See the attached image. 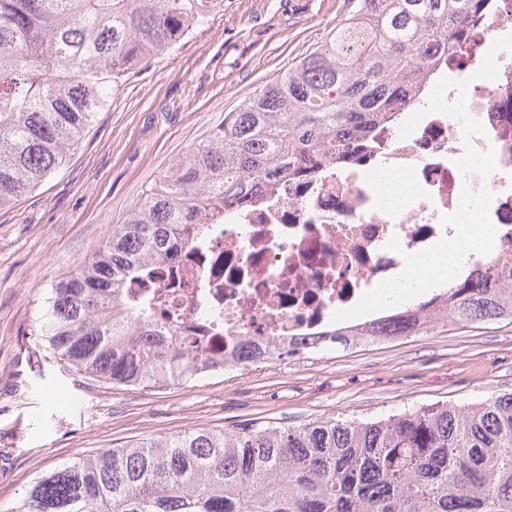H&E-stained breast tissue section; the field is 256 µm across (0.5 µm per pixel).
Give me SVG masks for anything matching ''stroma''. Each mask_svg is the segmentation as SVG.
<instances>
[{"label":"stroma","mask_w":512,"mask_h":512,"mask_svg":"<svg viewBox=\"0 0 512 512\" xmlns=\"http://www.w3.org/2000/svg\"><path fill=\"white\" fill-rule=\"evenodd\" d=\"M342 0H223L209 24L112 90L65 167L0 211V500L70 459L244 422L367 419L512 390V322L331 349L247 376L133 390L51 357L35 322L159 175L246 97L320 45Z\"/></svg>","instance_id":"obj_1"}]
</instances>
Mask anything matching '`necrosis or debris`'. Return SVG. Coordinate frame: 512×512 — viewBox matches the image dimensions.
<instances>
[{"mask_svg":"<svg viewBox=\"0 0 512 512\" xmlns=\"http://www.w3.org/2000/svg\"><path fill=\"white\" fill-rule=\"evenodd\" d=\"M410 190L390 201L385 173ZM496 248L465 269L512 261V0L468 21L446 73L398 122L379 126L343 165L283 179L160 264L153 318L198 327L200 350L233 369L257 352L325 337L348 310L370 325L414 308L415 261L462 234L458 212Z\"/></svg>","mask_w":512,"mask_h":512,"instance_id":"4bbe7bcc","label":"necrosis or debris"}]
</instances>
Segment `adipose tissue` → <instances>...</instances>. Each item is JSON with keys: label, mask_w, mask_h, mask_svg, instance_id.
<instances>
[{"label": "adipose tissue", "mask_w": 512, "mask_h": 512, "mask_svg": "<svg viewBox=\"0 0 512 512\" xmlns=\"http://www.w3.org/2000/svg\"><path fill=\"white\" fill-rule=\"evenodd\" d=\"M489 233L480 224L469 227L466 236L453 238L447 243L441 244L428 263L415 266L413 279L421 286H426L434 281L445 279L455 275L458 271V260L462 256L485 252Z\"/></svg>", "instance_id": "1"}]
</instances>
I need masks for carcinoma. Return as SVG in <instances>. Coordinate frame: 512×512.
<instances>
[{
	"label": "carcinoma",
	"instance_id": "obj_1",
	"mask_svg": "<svg viewBox=\"0 0 512 512\" xmlns=\"http://www.w3.org/2000/svg\"><path fill=\"white\" fill-rule=\"evenodd\" d=\"M218 0H0V211L61 168L112 86L209 22ZM330 36L247 97L163 174L103 246L55 284L37 335L65 365L134 389L197 381L202 353L166 337L144 286L218 208L340 160L421 96L489 0H348ZM358 340L512 321V267L451 283L441 313ZM0 512H512V392L467 407L294 426L196 428L104 448L36 475Z\"/></svg>",
	"mask_w": 512,
	"mask_h": 512
}]
</instances>
